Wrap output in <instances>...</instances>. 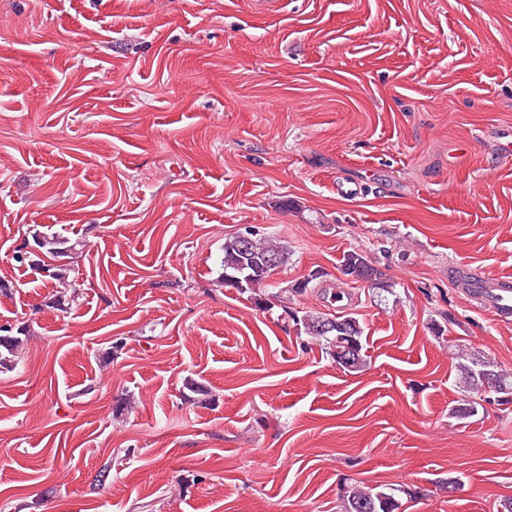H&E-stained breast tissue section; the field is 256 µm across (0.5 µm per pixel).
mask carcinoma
I'll return each instance as SVG.
<instances>
[{
	"label": "carcinoma",
	"mask_w": 512,
	"mask_h": 512,
	"mask_svg": "<svg viewBox=\"0 0 512 512\" xmlns=\"http://www.w3.org/2000/svg\"><path fill=\"white\" fill-rule=\"evenodd\" d=\"M34 238L42 243L51 255L72 253L78 242L58 232L34 233ZM274 259L280 267L288 262V252L274 241L250 230L224 238V256L221 259L222 273L220 282L229 286L226 277L240 279L238 288H254L263 284L261 280H251L249 275L262 267L266 260ZM342 274L354 281H366L372 285L385 284V275L361 251L345 253L341 261ZM293 321L302 325L304 333L322 341L331 352L338 365L347 370L360 368L365 362L362 337L364 330L357 318L350 314L329 318L318 313L304 312L293 316ZM21 344L18 336L12 335V329L0 327V366L8 365ZM456 383L464 391L479 394L486 390L512 389V372L499 370L478 353L458 352ZM401 502L395 497V489L374 491L363 487L353 488L343 499V512H400Z\"/></svg>",
	"instance_id": "cac0c4a2"
}]
</instances>
